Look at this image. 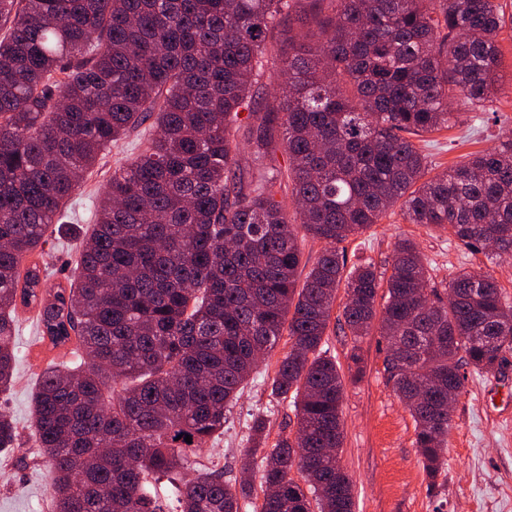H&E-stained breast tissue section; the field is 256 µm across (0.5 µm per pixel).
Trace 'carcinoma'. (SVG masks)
<instances>
[{"instance_id":"obj_1","label":"carcinoma","mask_w":512,"mask_h":512,"mask_svg":"<svg viewBox=\"0 0 512 512\" xmlns=\"http://www.w3.org/2000/svg\"><path fill=\"white\" fill-rule=\"evenodd\" d=\"M312 2L330 14L292 46L282 94L260 108L264 50L293 0H0V393L14 379L19 303L37 308L52 347L73 342L81 359L48 367L33 397L51 512H242L253 499L255 512H353L343 381L324 350L341 287L343 334L367 336L377 320L386 335V371L431 479L463 369L495 373L512 352V303L492 274L462 269L430 288L403 238L383 285L337 249L398 206L512 259V136L430 179L410 140L458 122L455 92L486 109L512 16L499 0ZM244 112L254 160L282 133L291 213L281 171L244 184ZM148 120L145 148L106 183L77 281L47 285L29 259L50 224ZM301 234L325 244L305 274ZM283 340L269 396L292 399L297 430L270 445L264 417L251 419L261 494L246 476L203 469L169 507L155 483L224 433L259 358ZM16 437L0 414V454Z\"/></svg>"}]
</instances>
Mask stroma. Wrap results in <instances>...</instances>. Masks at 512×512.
Here are the masks:
<instances>
[{"label": "stroma", "instance_id": "stroma-1", "mask_svg": "<svg viewBox=\"0 0 512 512\" xmlns=\"http://www.w3.org/2000/svg\"><path fill=\"white\" fill-rule=\"evenodd\" d=\"M499 44L504 80L487 109L473 111L455 99L460 123L416 138V146L427 156L429 175L447 172L512 132L511 25L502 31ZM145 141V136L132 135L107 152L68 201L64 219L49 229L38 262L46 267L51 283L73 281L79 243L94 222V207L107 179L116 167L134 160ZM400 238L418 245L437 288L466 268L493 274L504 296L512 300V261L471 251L448 230L409 223L397 212L338 248L347 265L370 262L383 271ZM17 316L16 376L11 389L0 394V411L14 420L18 440L12 453L0 456V512H50L46 466L32 437V399L42 371L53 362L71 363L73 356L69 349L42 341L33 312L22 308ZM327 346L344 382L341 463L352 481L354 512H512V352L499 372H467L453 407L443 465L431 480L415 446L414 422L388 380L387 341L379 329L355 342L333 326L327 332ZM279 358L275 352L262 359L228 413L223 434L191 457L184 477H193L203 466L239 473L253 414L266 415L271 438L294 435L293 407L276 402L267 390Z\"/></svg>", "mask_w": 512, "mask_h": 512}]
</instances>
